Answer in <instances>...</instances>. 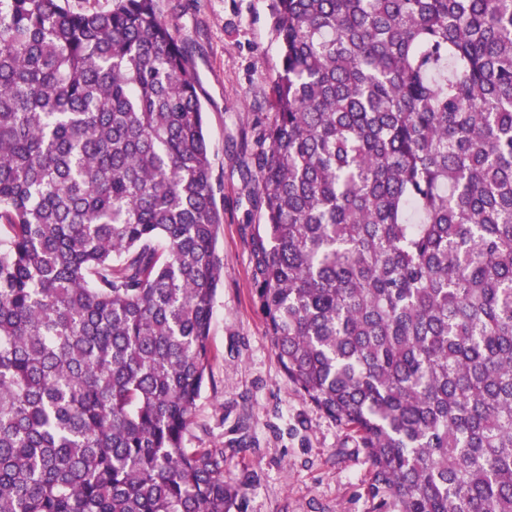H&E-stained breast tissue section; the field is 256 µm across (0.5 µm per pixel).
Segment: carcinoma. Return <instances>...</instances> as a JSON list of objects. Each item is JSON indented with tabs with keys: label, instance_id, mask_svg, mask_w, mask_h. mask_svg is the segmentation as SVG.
<instances>
[{
	"label": "carcinoma",
	"instance_id": "carcinoma-1",
	"mask_svg": "<svg viewBox=\"0 0 512 512\" xmlns=\"http://www.w3.org/2000/svg\"><path fill=\"white\" fill-rule=\"evenodd\" d=\"M253 303L379 506L512 512V0H272ZM158 0H0V512H232L185 437L224 209Z\"/></svg>",
	"mask_w": 512,
	"mask_h": 512
}]
</instances>
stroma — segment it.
I'll return each instance as SVG.
<instances>
[{
    "label": "stroma",
    "instance_id": "1",
    "mask_svg": "<svg viewBox=\"0 0 512 512\" xmlns=\"http://www.w3.org/2000/svg\"><path fill=\"white\" fill-rule=\"evenodd\" d=\"M190 53L224 208V278L210 330V374L186 439L224 451V477L244 485L239 512H372L369 465L353 434L288 382L252 303L250 164L280 66L271 0H158Z\"/></svg>",
    "mask_w": 512,
    "mask_h": 512
}]
</instances>
